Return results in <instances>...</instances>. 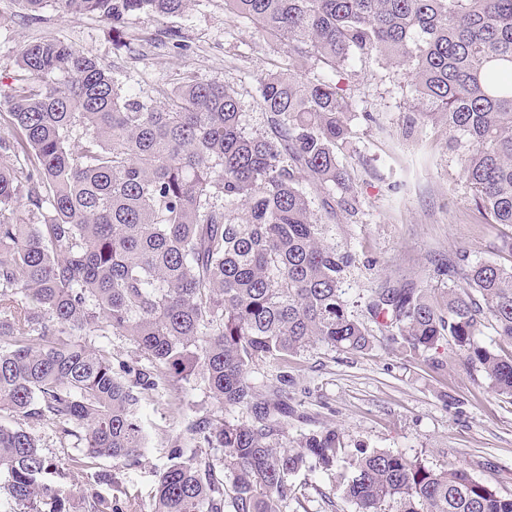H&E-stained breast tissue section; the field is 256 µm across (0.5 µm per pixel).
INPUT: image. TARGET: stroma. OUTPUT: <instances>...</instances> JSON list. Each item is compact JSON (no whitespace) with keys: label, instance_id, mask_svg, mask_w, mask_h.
<instances>
[{"label":"stroma","instance_id":"stroma-1","mask_svg":"<svg viewBox=\"0 0 512 512\" xmlns=\"http://www.w3.org/2000/svg\"><path fill=\"white\" fill-rule=\"evenodd\" d=\"M181 34L184 49L159 47L140 54L116 50L109 24L96 15L63 14L46 0L30 18L14 0H0V81L18 75L20 49L40 37H56L110 68L126 91L157 98L186 75L233 87L246 126L266 131L258 104V79L280 56L245 20L226 11L223 0H194L175 18H132L135 35ZM343 88L374 122H353L356 137L339 159L356 178L357 212H337L335 242L357 256L344 287L359 318L364 301L384 286L448 289L449 267L490 260L512 265L498 245L505 228L476 217L461 167L460 151L448 146L444 127L416 120L415 95L405 71L375 60L354 61ZM446 368L433 370V361ZM292 381L294 413L284 424L288 439L326 428L343 435L346 453L389 450L426 466H460L503 494H512V397L498 394L478 372H469L456 349L440 342L422 357L402 354L376 338L363 352L334 351L314 344L290 358L287 367L261 363L251 381L267 391L280 370ZM202 376L179 393L143 401L140 413L149 442L138 462L116 465L128 499L148 508L169 449L200 411L216 409ZM282 512H355L332 472L301 471Z\"/></svg>","mask_w":512,"mask_h":512}]
</instances>
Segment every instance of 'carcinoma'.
<instances>
[{"instance_id": "cac0c4a2", "label": "carcinoma", "mask_w": 512, "mask_h": 512, "mask_svg": "<svg viewBox=\"0 0 512 512\" xmlns=\"http://www.w3.org/2000/svg\"><path fill=\"white\" fill-rule=\"evenodd\" d=\"M193 0H56L66 14L112 26L118 49L129 17L177 16ZM286 58L259 78L271 135L250 131L237 92L187 79L147 102L63 40L42 37L18 54L0 87V475L13 512H137L118 479L112 495L76 494L29 426L51 421L95 461L135 462L147 448L142 400L202 374L220 409L170 448L149 512H281L303 469L339 470L356 512H512L462 467L433 469L386 450L344 454L335 429L283 441L294 412L288 372L267 394L250 380L259 361L288 363L306 347L362 352L373 329L351 314L343 288L357 256L332 242L306 192L330 216L357 211L338 151L352 143L357 105L335 77L376 58L411 75L412 111L469 144L463 174L487 224L512 227V0H224ZM321 69L303 77L297 64ZM341 195H336V191ZM24 208L41 217L18 222ZM463 288H382L367 310L387 341L417 357L442 340L468 371L512 396V354L481 340L485 323L512 341V266L477 261ZM129 337L152 362L112 361L91 336ZM210 448L224 449L216 458ZM223 470L230 490L216 477Z\"/></svg>"}]
</instances>
